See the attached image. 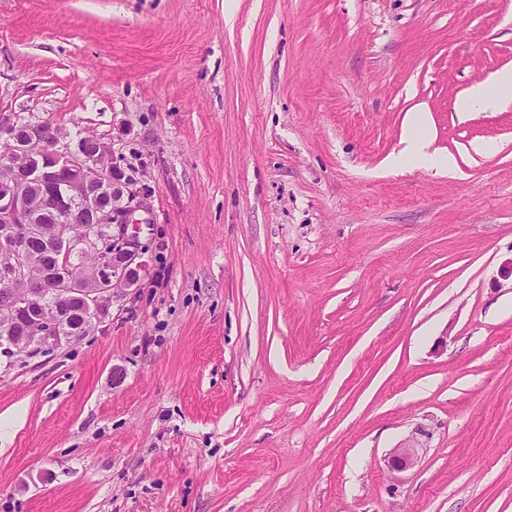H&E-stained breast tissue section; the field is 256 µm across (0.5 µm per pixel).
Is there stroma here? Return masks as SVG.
<instances>
[{"label":"stroma","instance_id":"35a3bbf8","mask_svg":"<svg viewBox=\"0 0 512 512\" xmlns=\"http://www.w3.org/2000/svg\"><path fill=\"white\" fill-rule=\"evenodd\" d=\"M505 69L512 0H0V114L109 144L149 268L0 356V512H512ZM490 81V85L480 84L472 88L471 94L458 103L457 111L468 112L482 103L492 105L505 100L511 101L512 70L502 71ZM426 147L425 139L421 135L412 133L407 139V155L418 164L424 165L435 162L442 170L446 171L448 169V172L456 168L457 164L453 156L436 158L426 152ZM417 448H420V444L416 438L401 443L391 452L387 462L388 468L401 472L413 467L418 459Z\"/></svg>","mask_w":512,"mask_h":512}]
</instances>
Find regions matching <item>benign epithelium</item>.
<instances>
[{
  "label": "benign epithelium",
  "mask_w": 512,
  "mask_h": 512,
  "mask_svg": "<svg viewBox=\"0 0 512 512\" xmlns=\"http://www.w3.org/2000/svg\"><path fill=\"white\" fill-rule=\"evenodd\" d=\"M68 136L60 126L21 128L0 118V353L9 358L82 338L115 298L139 287L145 270L139 242L128 235L132 215L145 209L132 180L107 143L96 137L89 151H72L63 144ZM62 176L67 194L57 198L50 188ZM47 206L53 236L42 224ZM64 255L94 261L75 277ZM419 447L415 438L400 444L388 468L413 467Z\"/></svg>",
  "instance_id": "obj_1"
}]
</instances>
